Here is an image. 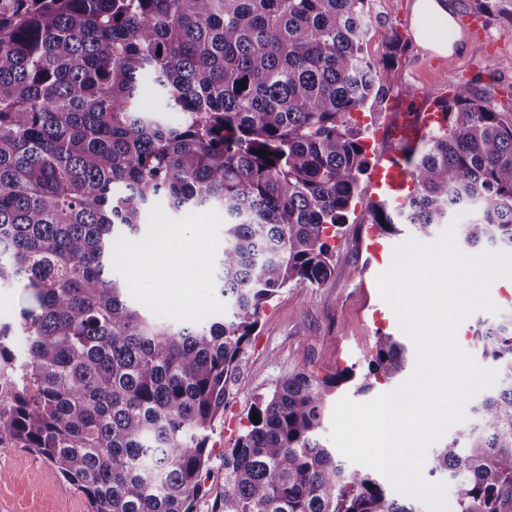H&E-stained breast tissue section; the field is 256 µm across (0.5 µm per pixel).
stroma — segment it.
Returning a JSON list of instances; mask_svg holds the SVG:
<instances>
[{
    "label": "stroma",
    "mask_w": 512,
    "mask_h": 512,
    "mask_svg": "<svg viewBox=\"0 0 512 512\" xmlns=\"http://www.w3.org/2000/svg\"><path fill=\"white\" fill-rule=\"evenodd\" d=\"M371 26L365 51L381 59L392 37L406 49L401 64L382 71L380 95L367 110L381 123L384 134L369 138L370 165L385 155L398 152L390 135L401 117H414L410 103L422 99L434 105L448 93V81H469L473 91L497 111L512 118V27L491 21L487 29L495 42L490 53L475 49L464 33L454 44L438 45L420 29V0H368ZM375 194L370 176L359 186L350 226L336 240V265L332 275L315 287L297 286L283 291L266 305L259 327L231 380L225 406L209 433L211 477L208 492L201 496L195 512H210L213 499L224 485V451L233 447L255 396L271 392L285 374L300 369L326 374L351 365H362L378 332L402 335L394 308L378 292L376 277L393 263V250L404 236L386 238L382 260H375L354 229L362 220ZM198 225L209 257H217L224 244V212L206 206L191 211H174L164 205L148 208L142 216L141 237L155 234L158 225ZM113 273L123 284L129 300L153 319L165 322L203 324L224 313V298L211 287L175 283L171 298L155 296L151 261L143 259L138 275L123 264ZM493 310L473 311L457 329L459 345L474 354L472 330L477 321L494 319L496 313L512 309V279L498 278L489 286ZM0 512H89L85 496L65 481L41 456L26 448L0 447Z\"/></svg>",
    "instance_id": "obj_1"
}]
</instances>
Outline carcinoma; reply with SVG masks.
<instances>
[{
    "label": "carcinoma",
    "mask_w": 512,
    "mask_h": 512,
    "mask_svg": "<svg viewBox=\"0 0 512 512\" xmlns=\"http://www.w3.org/2000/svg\"><path fill=\"white\" fill-rule=\"evenodd\" d=\"M366 2L0 0V286L30 291L0 322V445L45 458L91 512H194L263 307L332 274L369 165L355 114L405 52L395 37L365 55ZM471 2L512 25V0ZM146 84L180 122L135 108ZM435 108L402 148L410 189L362 223L426 239L469 210L464 245L512 251V118L455 78ZM160 201L224 211L222 320L157 322L111 274L112 236ZM472 339L497 383L432 471L460 480L454 512H512V313ZM405 365L380 332L359 372L281 377L224 452L211 512H421L319 439L341 386L364 393Z\"/></svg>",
    "instance_id": "carcinoma-1"
}]
</instances>
